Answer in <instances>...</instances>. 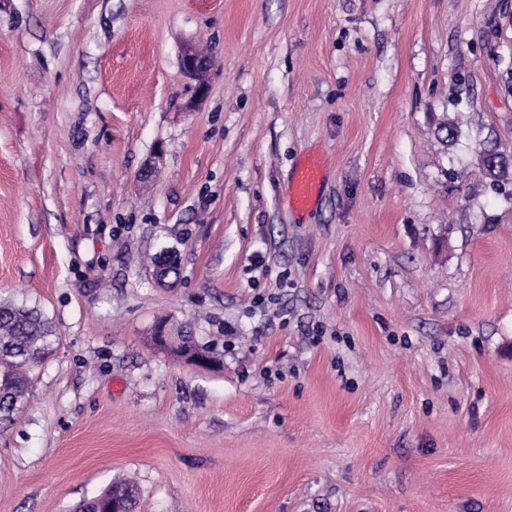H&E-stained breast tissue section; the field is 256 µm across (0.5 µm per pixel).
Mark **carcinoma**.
Returning <instances> with one entry per match:
<instances>
[{
	"instance_id": "obj_1",
	"label": "carcinoma",
	"mask_w": 512,
	"mask_h": 512,
	"mask_svg": "<svg viewBox=\"0 0 512 512\" xmlns=\"http://www.w3.org/2000/svg\"><path fill=\"white\" fill-rule=\"evenodd\" d=\"M51 330L38 313L13 305H0V418L8 420L23 407L28 389L27 370L41 363L51 351ZM123 494L124 507L136 506L137 488L126 481L111 484L77 512L104 509L112 494Z\"/></svg>"
}]
</instances>
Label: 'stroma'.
<instances>
[{"instance_id": "stroma-1", "label": "stroma", "mask_w": 512, "mask_h": 512, "mask_svg": "<svg viewBox=\"0 0 512 512\" xmlns=\"http://www.w3.org/2000/svg\"><path fill=\"white\" fill-rule=\"evenodd\" d=\"M487 140L512 156V0H0V304L54 331L0 422V512L118 477L137 512H512ZM181 64L184 72L196 81L195 96L198 100H203L208 93L207 74L209 71V62L199 56L193 49H185ZM323 176V164L318 156L310 155L300 163L290 190L294 208L306 209L318 197ZM153 341L157 346L164 348L176 344L186 361L193 365L207 367L211 363V358L204 354L200 346L196 348L192 342L169 336L166 326L163 324L156 326Z\"/></svg>"}]
</instances>
